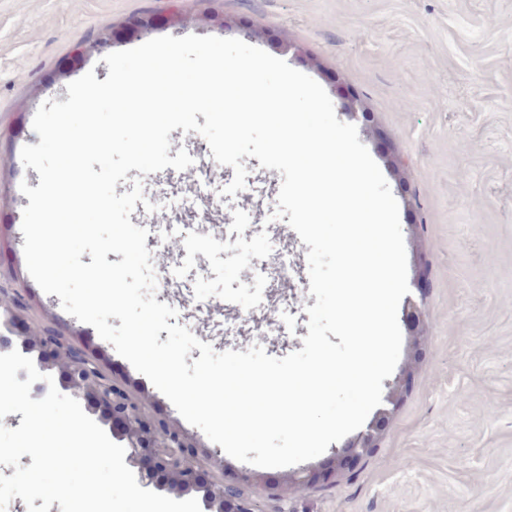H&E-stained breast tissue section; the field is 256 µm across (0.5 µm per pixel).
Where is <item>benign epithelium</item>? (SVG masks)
Masks as SVG:
<instances>
[{
    "label": "benign epithelium",
    "instance_id": "7a95c632",
    "mask_svg": "<svg viewBox=\"0 0 512 512\" xmlns=\"http://www.w3.org/2000/svg\"><path fill=\"white\" fill-rule=\"evenodd\" d=\"M157 26V17L140 15L131 19L128 28L132 34L140 36ZM403 319L408 331L409 361L388 383L384 405L378 408L364 429L333 451L327 463L303 467L290 474L288 481L298 485L327 481L354 467L373 450L376 438L413 379L411 360L418 357L426 340L424 312L419 300L406 299ZM0 329L6 332L0 336L1 354L14 349L23 354L36 353L35 367L44 374L58 377L62 391L85 401L100 422L118 436L126 450L125 463L137 476L139 484L149 486L152 477L160 473L165 478V490L170 493L181 496L192 491L203 492L201 512H253L251 503L236 487L211 480L209 460L218 456V450L208 449L200 454L180 430L160 420H149L122 386L102 374L67 337L53 332L40 336L23 333L16 313L2 305Z\"/></svg>",
    "mask_w": 512,
    "mask_h": 512
}]
</instances>
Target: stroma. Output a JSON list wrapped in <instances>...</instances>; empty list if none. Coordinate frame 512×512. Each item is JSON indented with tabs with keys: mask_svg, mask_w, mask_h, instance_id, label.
<instances>
[{
	"mask_svg": "<svg viewBox=\"0 0 512 512\" xmlns=\"http://www.w3.org/2000/svg\"><path fill=\"white\" fill-rule=\"evenodd\" d=\"M146 11L168 21L155 36L231 38L245 27L251 45L324 89L341 76L402 162L379 167L399 204L408 274L431 270L428 340L376 448L335 481L292 488L287 469L263 468L241 494L257 512H512V0H0V301L33 335L73 333L151 418L206 448L93 326L40 289L23 254L20 185L39 175L20 151L40 141L38 107L66 101L87 71L105 80L100 55L77 62L75 47ZM169 139L193 166L129 172L157 206L130 216L149 232L157 301L219 352L302 349L316 298L307 245L285 243L272 217L280 173L245 158L246 186L231 197L222 189L234 171L212 163L200 135L178 128Z\"/></svg>",
	"mask_w": 512,
	"mask_h": 512,
	"instance_id": "stroma-1",
	"label": "stroma"
}]
</instances>
